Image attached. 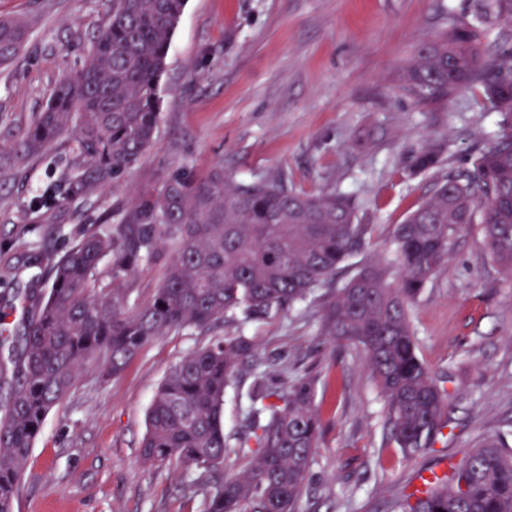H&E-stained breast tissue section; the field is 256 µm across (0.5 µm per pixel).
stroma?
<instances>
[{"mask_svg":"<svg viewBox=\"0 0 512 512\" xmlns=\"http://www.w3.org/2000/svg\"><path fill=\"white\" fill-rule=\"evenodd\" d=\"M108 0H0V17L29 26L20 58L0 67V151L41 111L56 85L87 58ZM481 0H186L160 85L157 137L116 187L63 198V179L87 160L72 143L0 176V314L21 322L26 288H47L59 255L94 224H116L136 197L170 174L216 164L233 181L282 178L306 193L351 197L373 231L352 266L392 250V232L436 180L467 166L500 117L467 88L421 106L399 89L421 42L469 22ZM433 141L438 166L412 163ZM170 249L125 279L126 309L163 281ZM263 319L160 337L118 377L85 367L47 415L27 465L19 512H198L185 496L193 470L139 458L151 399L170 367L213 339L244 333L262 358L317 379L322 430L299 512H388L415 481L384 426V402L364 353L336 343L325 310L338 284ZM420 358L449 393L445 440L427 455L471 447L512 421V277L478 231L458 234L451 255L409 308Z\"/></svg>","mask_w":512,"mask_h":512,"instance_id":"obj_1","label":"stroma"}]
</instances>
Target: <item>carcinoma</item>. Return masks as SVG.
<instances>
[{"instance_id": "1", "label": "carcinoma", "mask_w": 512, "mask_h": 512, "mask_svg": "<svg viewBox=\"0 0 512 512\" xmlns=\"http://www.w3.org/2000/svg\"><path fill=\"white\" fill-rule=\"evenodd\" d=\"M88 59L18 132L0 167L20 168L71 136L89 160L65 180L64 197L117 184L154 142L159 85L186 0H110ZM512 21V0H483L418 47L402 91L441 103L478 87L502 117L501 129L466 168L450 170L393 231V249L360 267L328 304L329 335L362 349L384 401L385 425L407 464L444 437L448 390L417 353L408 308L448 261L459 233L477 228L493 261L512 276V47L485 57L484 23ZM27 24L0 18V65L19 55ZM445 152L430 144L419 171ZM373 225L351 197L296 192L283 180L235 185L215 165L205 175L175 171L161 189L134 201L117 224H98L54 261L50 287L31 293L24 332L0 359V512H15L23 473L49 411L93 364L103 380L124 370L161 336L208 331L237 310L265 316L304 302L335 280L364 247ZM173 246L162 284L138 311L124 309L125 277ZM111 270L105 283L100 265ZM250 380L242 428L224 430V395ZM321 419L314 378L275 374L240 332L193 351L167 372L147 414L143 462L192 466L184 493L201 512H298L309 484ZM240 471L224 474L229 456ZM393 512H512V429L466 449L425 496L404 494Z\"/></svg>"}]
</instances>
